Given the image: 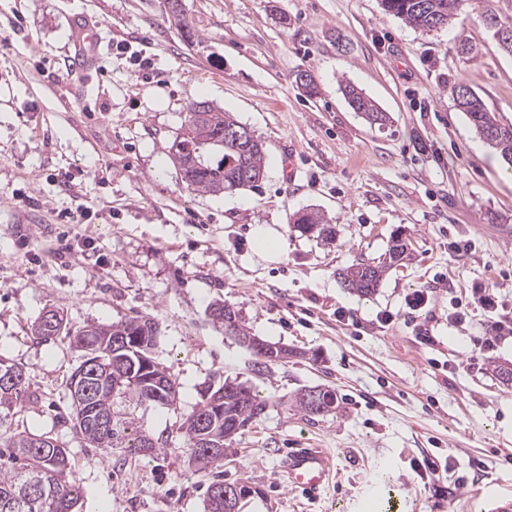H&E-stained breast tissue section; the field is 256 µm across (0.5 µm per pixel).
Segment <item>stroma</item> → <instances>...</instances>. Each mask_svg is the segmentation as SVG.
Returning <instances> with one entry per match:
<instances>
[{"instance_id":"obj_1","label":"stroma","mask_w":512,"mask_h":512,"mask_svg":"<svg viewBox=\"0 0 512 512\" xmlns=\"http://www.w3.org/2000/svg\"><path fill=\"white\" fill-rule=\"evenodd\" d=\"M181 4L199 43L181 38L165 0H0V359L26 374L28 426L68 448L81 512H206L217 479L245 489L239 512H485L512 497V380L502 375L512 338L479 354L488 313L448 321L456 300L485 286L512 313V185L449 93L465 83L512 123V55L481 6L426 34L381 0ZM78 13L104 44L99 92L87 100L71 95L67 72ZM349 83L387 125L351 109ZM195 102L232 113L264 142L258 189L187 187L169 151ZM80 206L88 221L65 223ZM310 211L334 226L333 242L294 230ZM261 230L282 241L278 252L256 251ZM397 236L410 257L374 294L343 287L341 269L374 261ZM453 240L471 241V253L449 254ZM417 291L429 300L413 311ZM217 303L288 360L254 375L251 350L213 321ZM53 307L75 329L155 320L152 355L177 399L119 409L163 449L134 458L85 445L66 390L79 353L68 338L32 332ZM227 379L269 406L228 441L223 463L201 470L183 423ZM317 387L335 392V412L292 407ZM291 448L332 455L319 494L289 489ZM423 454L451 458V470L420 478L410 461Z\"/></svg>"}]
</instances>
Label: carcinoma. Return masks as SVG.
Listing matches in <instances>:
<instances>
[{
	"label": "carcinoma",
	"mask_w": 512,
	"mask_h": 512,
	"mask_svg": "<svg viewBox=\"0 0 512 512\" xmlns=\"http://www.w3.org/2000/svg\"><path fill=\"white\" fill-rule=\"evenodd\" d=\"M176 9L175 24L189 42L200 40L179 0H171ZM384 11L406 25L428 33L447 27L461 12L465 0H381ZM351 108L370 124L383 126L387 115L357 88L345 86ZM457 108L464 112L476 133L495 148L502 160L512 166V124H504L488 110L482 98L468 85L457 83L451 88ZM199 112L189 111L171 150L174 163L182 172L187 186L205 193H223L254 189L264 177L265 147L253 137L245 153H240L233 132L241 123L230 113L221 112L201 102ZM303 234L317 235L323 241L334 239V230L317 212H307L296 220ZM407 245L399 240L388 250L383 261L375 264L359 262L340 273L342 284L362 295L374 293L387 271L405 258ZM35 335L47 340L60 334L70 337L80 352V363L67 381L72 401L73 427L86 444L93 448L112 450L123 444L133 432L129 451L137 456H152L164 441L147 443V434L135 426L134 419L118 416L115 404L127 398L135 405H171L176 401V382L160 364L150 376L158 380L142 389V395L131 394L128 387L132 364L113 354L112 342L123 336H139L151 350L156 333L155 323L144 317H133L112 325L86 324L76 332L67 328L61 309H52L33 326ZM14 368V381L0 384V512H78L81 498L79 485L73 477L70 453L50 433L20 430V418L29 396L23 369ZM121 380L119 387L113 382ZM238 393L224 396L222 413L216 419L224 426L241 428L257 419L255 410L268 407V402L252 386L239 382ZM197 412L184 422L190 456L195 465L207 469L224 461V456L211 448H200L195 441Z\"/></svg>",
	"instance_id": "carcinoma-1"
}]
</instances>
